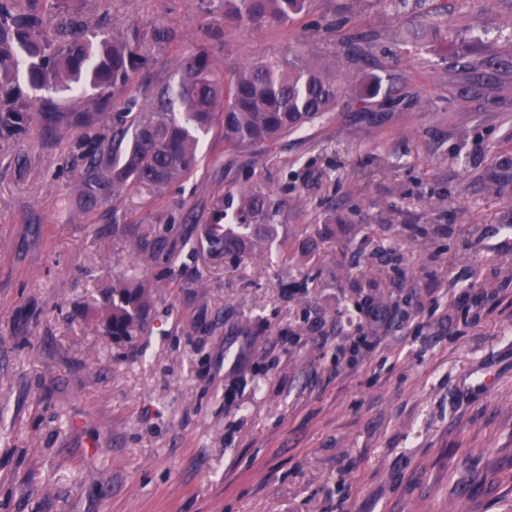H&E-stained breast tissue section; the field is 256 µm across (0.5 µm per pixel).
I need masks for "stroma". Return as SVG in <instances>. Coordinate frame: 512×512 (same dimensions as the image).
Masks as SVG:
<instances>
[{"mask_svg":"<svg viewBox=\"0 0 512 512\" xmlns=\"http://www.w3.org/2000/svg\"><path fill=\"white\" fill-rule=\"evenodd\" d=\"M338 2L271 27L222 23L220 0H80L146 56L116 103L203 47L228 78L298 45L348 92L380 79L387 122L340 107L256 155L217 125L188 179L88 212L77 138L0 144V512H512V0H440L443 39L373 0L337 20ZM357 34L373 55L345 57ZM479 58L493 81L461 97ZM245 186L286 200L290 249L136 264L139 235L186 242ZM331 205L353 217L326 235ZM133 268L155 287L147 333L93 332V295Z\"/></svg>","mask_w":512,"mask_h":512,"instance_id":"stroma-1","label":"stroma"}]
</instances>
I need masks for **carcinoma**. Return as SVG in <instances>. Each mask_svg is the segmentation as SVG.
<instances>
[{
    "instance_id": "carcinoma-1",
    "label": "carcinoma",
    "mask_w": 512,
    "mask_h": 512,
    "mask_svg": "<svg viewBox=\"0 0 512 512\" xmlns=\"http://www.w3.org/2000/svg\"><path fill=\"white\" fill-rule=\"evenodd\" d=\"M70 2L0 0V141L34 126L48 139L61 140L73 130L93 132L82 154L81 202L87 211L129 188L159 193L190 176L200 162L203 137L218 121L225 150L255 152L327 117L344 98L356 112L372 111L381 88L377 80L347 98L330 69L296 49L246 66L226 82L203 49L179 57L176 83L162 82L146 104L131 100L114 114L112 89L143 64L139 44L90 26ZM307 5L308 0H224V16L283 25ZM78 91L89 94L93 109L56 111L50 93ZM285 206L260 189L244 188L230 215L218 196L209 221L193 225L195 245L211 259L260 253L276 240ZM184 245L167 227L139 243L136 252L152 261ZM150 308L149 286L137 274H125L93 299L94 329L130 339L144 330Z\"/></svg>"
}]
</instances>
